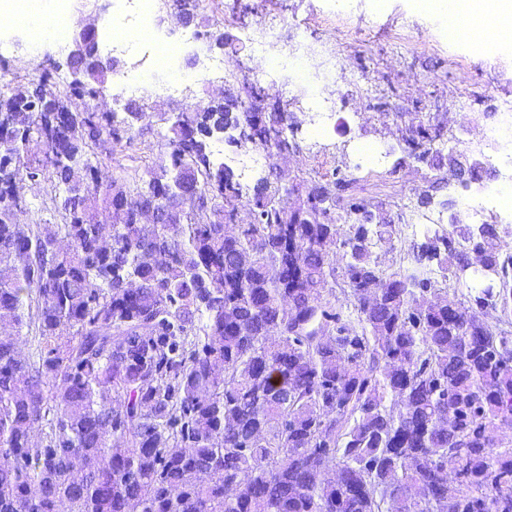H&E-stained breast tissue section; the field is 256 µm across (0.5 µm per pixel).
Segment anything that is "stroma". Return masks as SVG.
I'll return each instance as SVG.
<instances>
[{
  "instance_id": "stroma-1",
  "label": "stroma",
  "mask_w": 512,
  "mask_h": 512,
  "mask_svg": "<svg viewBox=\"0 0 512 512\" xmlns=\"http://www.w3.org/2000/svg\"><path fill=\"white\" fill-rule=\"evenodd\" d=\"M200 32L220 28L227 44L219 52L224 59L223 78L195 81L182 98L148 96L154 109L150 120L131 131L130 143L115 148L103 161L104 175L125 173L127 179L145 181L148 173L165 160V133L175 113L190 112L239 89L244 80L259 81L283 107L294 112L299 126L290 131L296 149L286 153L263 152L260 164L250 172V181L269 176L284 185L310 179L330 182L336 170L351 175L352 191L381 204L398 224L392 240L378 242L375 251L386 263L412 267L411 243L422 242L424 232H408L412 215L403 213L401 198L419 199L437 170L409 157L402 138L409 129L428 125L440 132V142L459 153L467 143L480 138L498 121L505 104H512V52L493 47L478 51L442 34L428 17L413 10L408 0H388L385 9H374L371 0H193ZM280 23V42L293 41L300 26H308L316 40L332 45L340 65L335 78L322 82V96L336 103L334 124L321 140L311 137L302 93L286 94L294 78L285 68H269L263 55L254 53L242 27L261 18ZM28 33L19 25L0 26V85L27 88L39 69L64 62L66 54L56 41L27 49ZM387 100L385 110L375 107ZM382 155L373 162L362 148ZM27 208L19 213L24 224H55L51 208L55 188L51 181L17 183ZM480 185L454 183L437 192L423 213L435 214L431 232L450 231L451 217L465 218L469 198L481 196Z\"/></svg>"
}]
</instances>
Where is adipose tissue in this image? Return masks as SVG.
<instances>
[{"mask_svg": "<svg viewBox=\"0 0 512 512\" xmlns=\"http://www.w3.org/2000/svg\"><path fill=\"white\" fill-rule=\"evenodd\" d=\"M429 15L449 38L512 52V0H435Z\"/></svg>", "mask_w": 512, "mask_h": 512, "instance_id": "obj_1", "label": "adipose tissue"}]
</instances>
